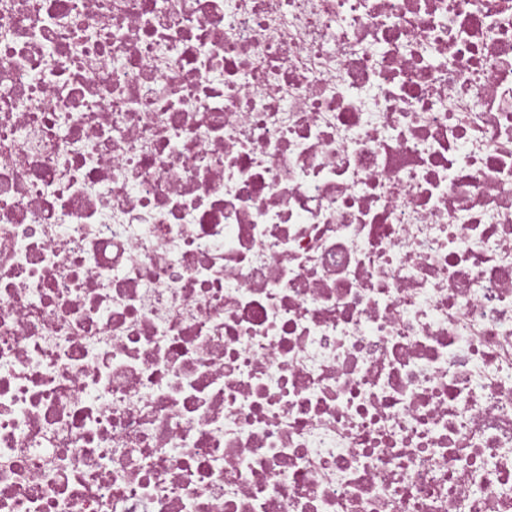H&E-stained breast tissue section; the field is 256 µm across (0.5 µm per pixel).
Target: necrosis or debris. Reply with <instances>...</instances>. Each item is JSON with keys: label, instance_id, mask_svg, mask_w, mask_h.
<instances>
[{"label": "necrosis or debris", "instance_id": "4bbe7bcc", "mask_svg": "<svg viewBox=\"0 0 512 512\" xmlns=\"http://www.w3.org/2000/svg\"><path fill=\"white\" fill-rule=\"evenodd\" d=\"M0 512H512V0H0Z\"/></svg>", "mask_w": 512, "mask_h": 512}]
</instances>
